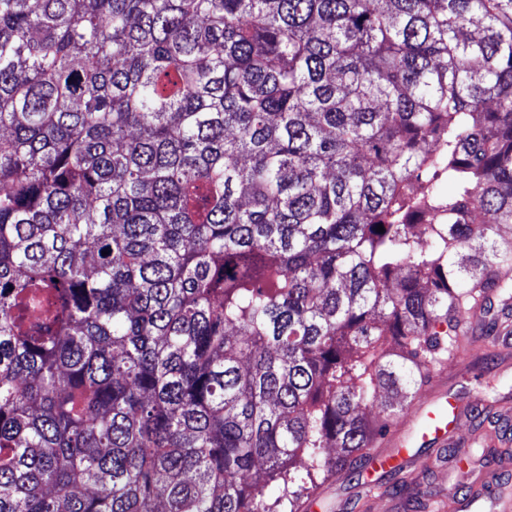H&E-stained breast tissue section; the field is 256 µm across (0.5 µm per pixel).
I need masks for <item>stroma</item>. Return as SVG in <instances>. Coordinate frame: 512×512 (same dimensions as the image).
Returning a JSON list of instances; mask_svg holds the SVG:
<instances>
[{
  "label": "stroma",
  "mask_w": 512,
  "mask_h": 512,
  "mask_svg": "<svg viewBox=\"0 0 512 512\" xmlns=\"http://www.w3.org/2000/svg\"><path fill=\"white\" fill-rule=\"evenodd\" d=\"M449 398L465 408L459 424L477 448L470 462L445 450L441 461L427 465L430 448L417 451L407 474L414 484L398 490L396 478H382L371 497H364L360 481L332 479L322 488L324 512H426L449 485L483 483L512 491V355L495 361L462 354L442 366Z\"/></svg>",
  "instance_id": "35a3bbf8"
}]
</instances>
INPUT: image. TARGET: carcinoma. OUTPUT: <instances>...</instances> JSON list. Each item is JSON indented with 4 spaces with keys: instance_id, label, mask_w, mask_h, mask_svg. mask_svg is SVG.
Masks as SVG:
<instances>
[{
    "instance_id": "cac0c4a2",
    "label": "carcinoma",
    "mask_w": 512,
    "mask_h": 512,
    "mask_svg": "<svg viewBox=\"0 0 512 512\" xmlns=\"http://www.w3.org/2000/svg\"><path fill=\"white\" fill-rule=\"evenodd\" d=\"M511 266L512 0H0V512H298Z\"/></svg>"
}]
</instances>
